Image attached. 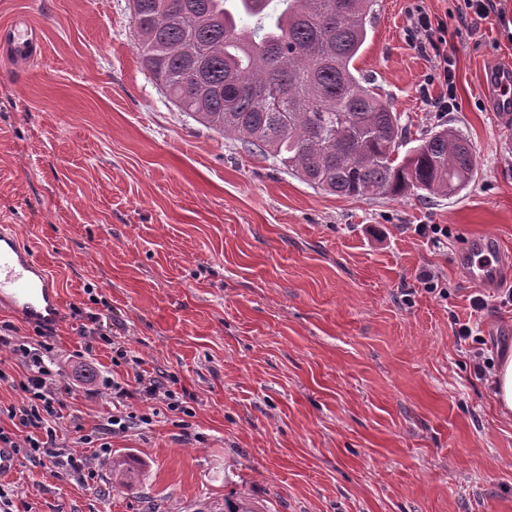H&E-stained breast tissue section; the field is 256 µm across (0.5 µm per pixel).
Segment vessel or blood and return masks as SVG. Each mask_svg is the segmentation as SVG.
Here are the masks:
<instances>
[{"label": "vessel or blood", "mask_w": 512, "mask_h": 512, "mask_svg": "<svg viewBox=\"0 0 512 512\" xmlns=\"http://www.w3.org/2000/svg\"><path fill=\"white\" fill-rule=\"evenodd\" d=\"M493 105L503 124L512 123V69L503 67L488 78ZM500 250L488 238H476L460 257L459 269L476 287L496 282L501 274ZM0 304L32 322H54L59 301L44 267L22 249L11 226L0 227Z\"/></svg>", "instance_id": "1"}]
</instances>
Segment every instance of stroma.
Returning <instances> with one entry per match:
<instances>
[{
  "label": "stroma",
  "mask_w": 512,
  "mask_h": 512,
  "mask_svg": "<svg viewBox=\"0 0 512 512\" xmlns=\"http://www.w3.org/2000/svg\"><path fill=\"white\" fill-rule=\"evenodd\" d=\"M469 26L463 0H379L356 60L412 137L471 139L475 179L451 196L340 198L179 112L139 62L129 0H0V225L47 268L63 303L48 340L70 386L56 444L80 470L20 457L0 477L14 512H512V418L473 352H512L499 286L474 311L458 257L493 237L512 263V127L481 86L512 65V0ZM427 12L452 61L458 107L415 48ZM41 57L15 55L18 29ZM448 229L440 244L416 227ZM438 277L437 291L419 280ZM469 324L474 336L461 340ZM177 376L194 415L126 401L102 435L125 356ZM2 407L26 359L0 345ZM156 408L151 423L141 413ZM139 464L134 490L112 458Z\"/></svg>",
  "instance_id": "stroma-1"
}]
</instances>
